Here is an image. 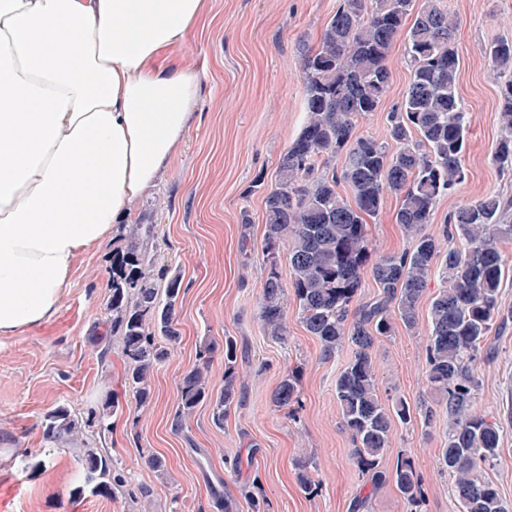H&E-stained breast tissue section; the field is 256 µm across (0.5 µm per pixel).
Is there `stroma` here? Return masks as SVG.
Returning a JSON list of instances; mask_svg holds the SVG:
<instances>
[{
    "label": "stroma",
    "instance_id": "obj_1",
    "mask_svg": "<svg viewBox=\"0 0 512 512\" xmlns=\"http://www.w3.org/2000/svg\"><path fill=\"white\" fill-rule=\"evenodd\" d=\"M338 0H210L205 23L181 47L185 66L201 73L196 119L169 173L137 207L135 220L155 227L158 264L177 271L183 291L176 304L180 339L157 366L148 403L138 405L125 379L122 347L105 319L114 245L82 254L54 316L18 336H0V512H201L215 495L267 500L269 512H407L388 482L362 473L341 428L336 377L352 355L321 357L319 341L303 328L296 303L287 309L288 335L275 340L259 318L264 279V196L274 187L280 156L306 117L300 58L315 47ZM457 22V91L474 116L462 165L466 179L439 201L427 229L440 231L457 206L490 193L512 196V175L494 160L501 136L498 85L512 70H494L488 50L512 39V0H442ZM404 35L389 56L391 83L377 111L357 132L385 137L387 115L409 82ZM264 186L254 189L256 179ZM398 195L384 198L368 219L373 257L410 247L395 222ZM444 285L431 276L414 329L396 325L374 348L377 386L384 402L399 399L435 411L432 425L395 423L383 469L410 456L422 476V512H459L454 479L441 464L448 412L426 380L428 309ZM504 324L493 329L473 366L475 411L501 429L498 457L480 475L494 483L512 512V272L500 288ZM238 343L242 395L216 427L209 405H199L183 428L173 415L182 376L203 343L214 347L210 384H224V339ZM298 374L299 400L275 407L271 395L288 372ZM117 406L103 449L126 485L102 496L85 485L68 440L43 436L46 412L63 404L78 415L103 403ZM157 455L165 472L148 464ZM310 464L316 492L296 481L298 461Z\"/></svg>",
    "mask_w": 512,
    "mask_h": 512
}]
</instances>
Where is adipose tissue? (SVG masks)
I'll return each instance as SVG.
<instances>
[{
	"label": "adipose tissue",
	"instance_id": "adipose-tissue-1",
	"mask_svg": "<svg viewBox=\"0 0 512 512\" xmlns=\"http://www.w3.org/2000/svg\"><path fill=\"white\" fill-rule=\"evenodd\" d=\"M207 0H0V336L47 322L179 154Z\"/></svg>",
	"mask_w": 512,
	"mask_h": 512
}]
</instances>
